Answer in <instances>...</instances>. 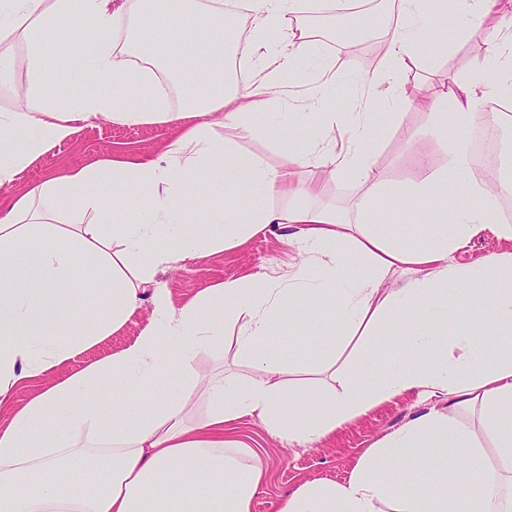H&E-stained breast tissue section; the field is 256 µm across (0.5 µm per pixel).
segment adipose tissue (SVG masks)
Listing matches in <instances>:
<instances>
[{
  "label": "adipose tissue",
  "instance_id": "ef3b65f1",
  "mask_svg": "<svg viewBox=\"0 0 512 512\" xmlns=\"http://www.w3.org/2000/svg\"><path fill=\"white\" fill-rule=\"evenodd\" d=\"M355 0H248L251 24L246 38L228 37L224 0H180L187 29L198 46L156 52L150 32L154 12L132 14L112 0H0V87L15 84L14 43L27 47L29 88L25 102L0 113V187L15 182L51 146L71 139L77 124L97 117L119 123L179 124V136L158 158L106 159L45 179L13 198L0 214V407L11 401L21 381L46 372L120 328L141 302L140 286L179 259L198 258L241 244L267 230L291 231L305 259L287 283L230 279L181 309H173L164 289L153 294L154 314L137 342L94 363L34 396L14 411L0 431V512H252L263 482L253 452L234 439L236 421L258 418L274 435L300 444L328 437L352 418L403 392L419 389L447 401L392 429L357 460L342 484L309 481L294 489L280 512H512V252L468 265L454 254L482 231L512 241V223L502 222L498 200L487 182L471 177L468 139L448 143L447 166L425 180L401 186L423 208L437 206L436 190L465 186L472 204L455 209L444 224H414L395 232L378 219L396 190L387 187L373 159L379 128L367 103L353 112H328L320 95L305 107L320 113L322 132L343 128L348 144L340 151L319 149L294 131L285 163L267 165L239 157L252 176L248 209L228 198L202 224L173 225L194 188L181 170L195 168L208 181L224 175L222 158L235 153L239 139L265 124L286 89L285 75L316 61V81H335L321 40L308 15L350 10ZM392 30L379 66L359 82L389 109L414 104L423 110L427 131L468 125L481 100L512 99V0H390ZM490 28L485 49L450 89L425 86L408 97L409 65L422 62V35L430 27L454 26L458 40ZM126 22L129 38L116 45L111 33ZM68 29L88 46L81 72L91 94L60 97L59 80L44 65L50 32ZM133 56L121 64L118 53ZM241 56L251 65L247 81L228 73L226 61ZM166 78L181 100L171 110L156 83ZM222 113L223 138L205 118ZM315 167L331 178L350 180L367 197L355 217L310 205L322 192L319 182L298 176ZM148 190L138 221H128L125 197ZM280 194L284 206L266 202ZM167 248H159V239ZM363 270L345 271L347 256ZM400 267L406 280L387 288V271ZM97 273L86 296L74 287L78 268ZM328 300L339 335L386 337L392 322L426 316L407 333L408 360L378 352L369 358L373 382L356 388L352 369L332 353L320 367L316 412L288 402L308 366L303 355L281 360L271 355L275 321L292 317L309 296ZM455 307L481 303L487 318L483 337L448 335L449 297ZM224 308L216 328L207 312ZM232 330L236 352L258 369L245 390L225 397L220 378L201 381L196 350L223 344ZM181 345L183 385L201 388L209 406L195 414L184 393L157 398L153 387L164 370L162 341ZM129 390L126 404L112 408L111 423L90 395L103 383ZM473 420L462 427L460 418ZM450 442V463L491 450L493 462L477 472L478 492L448 497L410 487L396 463L410 449Z\"/></svg>",
  "mask_w": 512,
  "mask_h": 512
}]
</instances>
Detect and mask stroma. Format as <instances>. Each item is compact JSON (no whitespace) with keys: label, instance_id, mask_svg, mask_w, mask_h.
<instances>
[{"label":"stroma","instance_id":"stroma-1","mask_svg":"<svg viewBox=\"0 0 512 512\" xmlns=\"http://www.w3.org/2000/svg\"><path fill=\"white\" fill-rule=\"evenodd\" d=\"M352 25L357 30L355 39L339 38L325 48L328 61L338 75L335 89L325 93V108L329 111H349L356 91L353 77L370 68L362 52L368 29L360 17L353 18ZM423 38L428 43H450L451 48L447 54L433 55L423 63L411 66L405 85L410 93L423 84L439 86L448 83L453 76L466 71L483 44L485 31L481 28L472 30L468 39L459 43L454 42L452 32L446 29L425 31ZM51 39L56 51L49 56L48 67L59 81L73 86L78 92H86L87 87L80 80V69L85 60L77 37L71 31L60 30L52 34ZM382 121L385 133L374 155L386 181L398 185L426 178L429 170L418 165L415 152L407 142L409 134L424 126L421 110L412 106L396 117L386 113ZM296 123L312 135L320 126L321 118L304 110L300 102L276 105L267 124L252 137L239 140L236 151L241 155L260 157L270 166H278L284 159L281 144ZM178 134V127L172 123L118 124L105 118L82 122L72 139L51 147L35 159L18 180L0 188V208L51 174L62 175L70 169L89 166L112 156L159 157ZM250 179V173L237 168L233 158H225L223 181L207 184L189 203L188 216H175V223L186 220L204 223L207 213L228 196L235 197L240 205H248ZM301 259L299 241L288 240L277 232L263 231L224 251L195 260L173 262L158 273L153 282L144 284L141 307L111 336L63 361L42 377L18 387L10 407L0 409V430L9 425L13 409L25 405L38 392L131 346L152 319L151 298L155 286L167 288L171 305L177 310L227 279L260 276L272 281H287ZM304 316L307 323L303 326L285 320L276 323L271 352L274 356L288 358L289 338L298 333L302 336L307 363L317 366L330 355L333 339L327 334L329 318L324 304L319 301L312 302ZM197 365L202 374L226 377L236 391L243 389L255 374L248 360L236 356L233 340L229 337L225 338L223 347H199ZM444 406V401L431 402L423 399L419 391L410 390L354 418L326 439L308 445L291 444L276 437L258 418L239 420V438L258 449L267 471L266 483L254 500L253 512H278L288 493L306 481L345 482L360 455L391 428L405 424L430 408ZM446 454V449L439 445L416 449L413 460L403 465L409 483L416 487L427 484L447 492L468 490L471 484L469 469L416 471L417 458L442 459Z\"/></svg>","mask_w":512,"mask_h":512}]
</instances>
